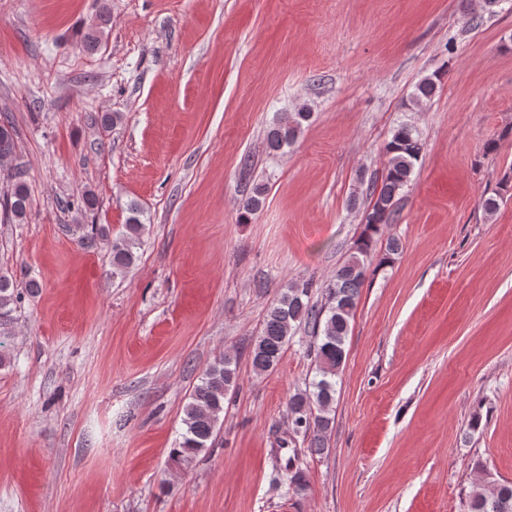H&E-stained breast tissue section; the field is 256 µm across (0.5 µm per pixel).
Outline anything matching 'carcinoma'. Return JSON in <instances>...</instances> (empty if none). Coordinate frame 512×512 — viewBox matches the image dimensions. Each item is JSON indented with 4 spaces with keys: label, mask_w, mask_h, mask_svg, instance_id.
Returning a JSON list of instances; mask_svg holds the SVG:
<instances>
[{
    "label": "carcinoma",
    "mask_w": 512,
    "mask_h": 512,
    "mask_svg": "<svg viewBox=\"0 0 512 512\" xmlns=\"http://www.w3.org/2000/svg\"><path fill=\"white\" fill-rule=\"evenodd\" d=\"M441 79L442 73L438 70L424 78L416 86L411 102L417 105L430 98ZM310 116L302 106L277 119L267 130L269 149L279 151L292 145ZM422 148L419 135L411 125L401 123L393 130L385 146L388 163L381 184L373 185L369 193L362 237L325 285L324 301L313 300L315 282L310 279L289 284L267 309L261 332L249 352L256 373L270 372L296 332L302 328L310 331L308 348L314 357L315 375L305 388L290 395L288 418L293 433L310 439L309 450L313 453L324 452L332 431V407L345 359L344 345L361 288L373 263L376 237L393 221L396 196L410 182ZM15 149V128L9 120L3 119L0 121V161L12 158ZM31 206L27 184L18 173L9 190L0 196V223H22ZM129 212L124 235L112 245V266L117 270L136 261L145 227L144 211L137 204H130ZM24 302V292L1 275L0 367L10 362L5 344L11 335L13 314L21 311ZM236 380V360L226 353L215 357L189 394L183 410L180 440L177 447L169 451L171 461L187 465L213 447L222 425L224 400ZM284 470L288 486L297 492L307 489L306 475L293 464V459H288ZM466 512H512V482L493 480L473 486L467 495Z\"/></svg>",
    "instance_id": "1"
}]
</instances>
